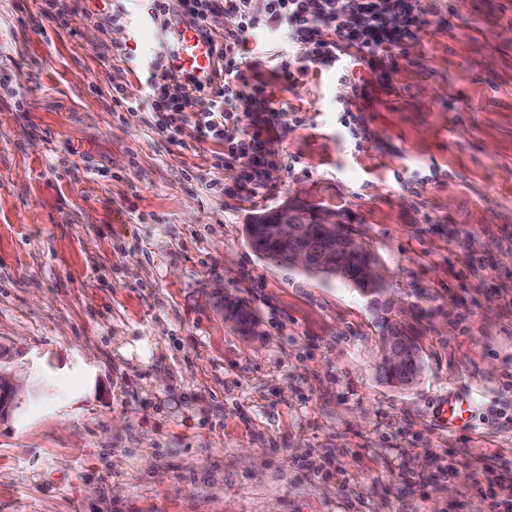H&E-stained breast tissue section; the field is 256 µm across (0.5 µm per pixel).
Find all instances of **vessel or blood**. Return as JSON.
<instances>
[{
	"label": "vessel or blood",
	"instance_id": "b4317fda",
	"mask_svg": "<svg viewBox=\"0 0 512 512\" xmlns=\"http://www.w3.org/2000/svg\"><path fill=\"white\" fill-rule=\"evenodd\" d=\"M169 60L172 71L183 79L203 86L217 81V45L195 23L184 22L177 26ZM472 406L467 395L452 390L440 402L437 415L440 422L454 432L465 427Z\"/></svg>",
	"mask_w": 512,
	"mask_h": 512
}]
</instances>
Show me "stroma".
<instances>
[{
    "label": "stroma",
    "instance_id": "1",
    "mask_svg": "<svg viewBox=\"0 0 512 512\" xmlns=\"http://www.w3.org/2000/svg\"><path fill=\"white\" fill-rule=\"evenodd\" d=\"M386 83L245 70L286 112L257 194L112 87L160 53L140 0H0V512H512V0H431ZM219 189H210V182ZM335 210L407 310L424 369L377 372L368 297L264 261L244 226ZM257 325L240 335L220 301ZM467 392L464 431L436 421Z\"/></svg>",
    "mask_w": 512,
    "mask_h": 512
}]
</instances>
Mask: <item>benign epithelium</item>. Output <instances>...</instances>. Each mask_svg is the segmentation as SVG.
<instances>
[{"mask_svg":"<svg viewBox=\"0 0 512 512\" xmlns=\"http://www.w3.org/2000/svg\"><path fill=\"white\" fill-rule=\"evenodd\" d=\"M250 223L275 225L276 237L292 245L290 263L295 268L332 276L341 273L338 255L350 248L351 235L335 212L324 210L318 213L317 223L324 225L325 229L324 242L318 244L308 242L304 235L302 224L306 223L305 204L299 199L287 200L271 211L255 214ZM359 280L374 288L386 281V277L378 263L370 261L361 267ZM381 298L384 311L380 315L392 321H402L404 310L394 298L386 291L382 292ZM386 358L391 370L400 371L405 368L407 359L400 338H392Z\"/></svg>","mask_w":512,"mask_h":512,"instance_id":"benign-epithelium-1","label":"benign epithelium"}]
</instances>
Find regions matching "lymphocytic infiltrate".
Segmentation results:
<instances>
[{
  "label": "lymphocytic infiltrate",
  "instance_id": "f902f5d3",
  "mask_svg": "<svg viewBox=\"0 0 512 512\" xmlns=\"http://www.w3.org/2000/svg\"><path fill=\"white\" fill-rule=\"evenodd\" d=\"M238 14L235 28L218 34L220 72L216 91L189 87L167 70L165 54L142 57L137 68L141 87L132 93L124 86L113 88L112 99L126 111L143 112L159 118V127L171 142L190 134L196 143H218L224 150L212 153V168L238 166L240 186L251 192L263 185L267 164L263 153L266 135L279 125L281 110L265 106L262 88H248L242 66V53L250 38L261 32L282 41L284 48L270 57L273 68L288 82L315 65L342 64L349 51L369 69L394 59L404 46L418 39L428 9L426 0H184L183 20L209 28L218 8ZM323 26H316V18ZM165 69L162 80H155L157 69ZM264 104L262 115L252 116V107Z\"/></svg>",
  "mask_w": 512,
  "mask_h": 512
}]
</instances>
